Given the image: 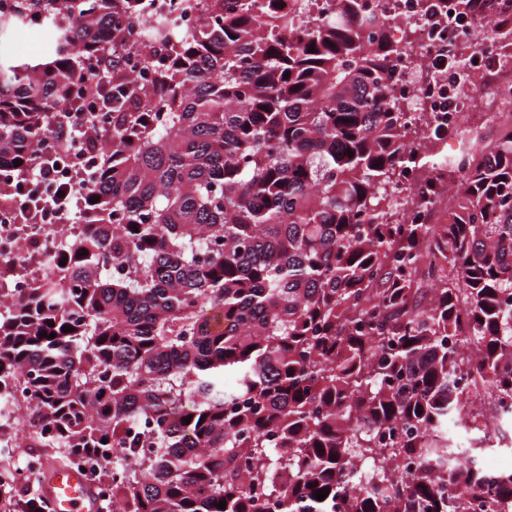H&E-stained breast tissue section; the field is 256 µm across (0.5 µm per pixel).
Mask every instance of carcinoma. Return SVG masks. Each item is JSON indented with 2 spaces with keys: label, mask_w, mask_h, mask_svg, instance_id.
Instances as JSON below:
<instances>
[{
  "label": "carcinoma",
  "mask_w": 512,
  "mask_h": 512,
  "mask_svg": "<svg viewBox=\"0 0 512 512\" xmlns=\"http://www.w3.org/2000/svg\"><path fill=\"white\" fill-rule=\"evenodd\" d=\"M495 9L489 41L512 48V0ZM200 11L194 34L148 44L144 0L0 13V33L51 32L42 59L0 60L7 181L71 144L72 88L105 45L152 66L147 85L113 70L83 205L27 301L0 287V381L25 373L28 447L100 460L106 512H512V471L480 495L468 410L512 396V124L487 145L448 131L468 156L448 222L394 224L407 168L457 159L438 128L408 139L382 0ZM39 507L0 474V512Z\"/></svg>",
  "instance_id": "obj_1"
}]
</instances>
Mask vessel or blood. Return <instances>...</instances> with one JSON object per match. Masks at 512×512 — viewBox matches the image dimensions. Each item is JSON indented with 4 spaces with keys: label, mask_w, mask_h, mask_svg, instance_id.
Returning <instances> with one entry per match:
<instances>
[{
    "label": "vessel or blood",
    "mask_w": 512,
    "mask_h": 512,
    "mask_svg": "<svg viewBox=\"0 0 512 512\" xmlns=\"http://www.w3.org/2000/svg\"><path fill=\"white\" fill-rule=\"evenodd\" d=\"M42 492L52 512H98L100 498L95 486L78 470L49 468Z\"/></svg>",
    "instance_id": "vessel-or-blood-1"
}]
</instances>
